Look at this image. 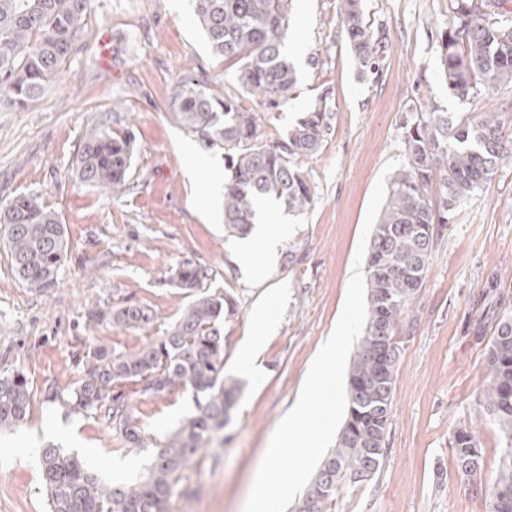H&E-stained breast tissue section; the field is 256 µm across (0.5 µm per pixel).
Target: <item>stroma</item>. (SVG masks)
I'll return each instance as SVG.
<instances>
[{"mask_svg": "<svg viewBox=\"0 0 512 512\" xmlns=\"http://www.w3.org/2000/svg\"><path fill=\"white\" fill-rule=\"evenodd\" d=\"M449 0H363L364 21L379 41L378 74H360L340 19V0H292L288 55L298 75L287 103L272 107L240 91L230 64L213 56L191 0H91L87 25L61 83L21 112H0V201L41 194L70 242L56 288L22 287L0 250V372L22 371L31 412L0 432V512H49L39 453L49 444L77 454L104 479L122 465L126 480L150 464L157 442L195 411L191 391L135 400L142 448H119L103 421L73 412L51 394L82 378L93 339L138 352L187 305L171 283L190 260L213 269L216 287L235 299L221 325L224 373L241 390L220 442L194 458L168 512H243L262 452L297 400L304 375L342 311L373 187L388 161L404 160V125L428 107L443 112L495 109L512 129V84L459 99L441 62ZM206 76L236 91L259 115L258 141L285 139L304 112L320 106L328 125L319 150L302 161L315 189L265 280L243 277L224 236V151L179 127L168 102L181 77ZM110 118L132 130L136 156L120 198L75 184L72 162L87 131ZM200 159L187 173L185 145ZM280 300L259 377L238 376V349L253 309L270 292ZM141 302L160 315L147 331L84 327L86 312ZM512 308V167L465 200L435 238L430 267L406 310L387 456L366 484L341 485L330 512H489L487 493L457 475L449 445L473 429L483 453L481 483L495 476L503 440L477 401L487 373L486 344L496 318Z\"/></svg>", "mask_w": 512, "mask_h": 512, "instance_id": "1", "label": "stroma"}]
</instances>
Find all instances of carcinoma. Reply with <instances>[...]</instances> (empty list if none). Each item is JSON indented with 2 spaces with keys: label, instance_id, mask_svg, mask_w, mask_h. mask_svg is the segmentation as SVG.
<instances>
[{
  "label": "carcinoma",
  "instance_id": "1",
  "mask_svg": "<svg viewBox=\"0 0 512 512\" xmlns=\"http://www.w3.org/2000/svg\"><path fill=\"white\" fill-rule=\"evenodd\" d=\"M194 16L213 55L237 66L243 90L277 106L297 81L286 52L290 0H191ZM499 2L450 0L441 57L448 88L461 98L477 94L478 82L512 83V18L489 10ZM90 0H0V110L19 111L60 84L63 64L82 35ZM341 19L364 72L378 68L377 47L363 20L362 0H341ZM174 118L208 147L224 150V224L232 236L249 234L261 204L304 213L314 199L300 161L318 150L325 110L307 113L286 139L256 143L257 116L238 96L218 92L205 78L181 79L169 104ZM406 163L392 180L375 224L367 256V318L348 372V415L332 450L293 512H328L343 484L360 486L384 465L393 384L401 347L386 341L408 326L405 312L426 277L434 235L454 210L512 164V131L493 112L453 116L424 112L405 126ZM136 153L130 132L105 121L85 135L73 160L77 182L117 199L129 188ZM9 267L25 288L46 291L59 284L69 250L59 213L41 195L24 192L0 204ZM216 272L196 262L172 274L190 300L179 318L132 355L90 346L85 376L64 398L112 426L124 447L145 446V433L124 387L142 398L191 389L196 412L169 432L137 481L106 482L76 455L49 446L40 469L49 512H168L190 462L224 432L240 383L224 375V310L227 291L210 290ZM142 331L158 321L154 308L122 302L86 316ZM479 405L504 439L496 477L489 487L490 512H512V309L504 311L487 347L486 384ZM30 383L21 372L0 374V430L19 426L31 410ZM450 448L459 477L483 488V454L477 437L459 427Z\"/></svg>",
  "mask_w": 512,
  "mask_h": 512
}]
</instances>
